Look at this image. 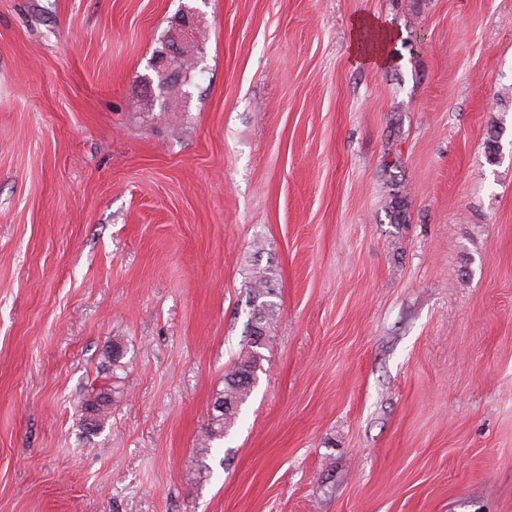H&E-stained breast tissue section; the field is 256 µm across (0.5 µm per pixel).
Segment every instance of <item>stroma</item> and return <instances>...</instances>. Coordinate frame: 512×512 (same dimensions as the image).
I'll list each match as a JSON object with an SVG mask.
<instances>
[{
	"instance_id": "1",
	"label": "stroma",
	"mask_w": 512,
	"mask_h": 512,
	"mask_svg": "<svg viewBox=\"0 0 512 512\" xmlns=\"http://www.w3.org/2000/svg\"><path fill=\"white\" fill-rule=\"evenodd\" d=\"M0 512H512V0H0ZM199 13L196 10H185L176 20L175 25L167 35L165 48L156 51L162 55L155 56L150 61V69L159 72L168 79L178 77L176 63L192 46L198 44L197 33L200 29ZM155 54V55H156ZM352 51L355 59L363 64L383 67L387 64L389 56L386 51L388 41H394L384 23L377 19L355 18L351 21ZM365 32H373L378 40L368 44L363 36ZM264 272L256 271L249 277V292L252 303L251 321L249 327L250 347L247 357L224 373V390L216 398L213 412L206 428L207 442L224 437V431L234 424L238 417L241 405L249 397L257 380V372L261 370V349L266 337L269 321L276 316L275 305L264 298L270 295L267 288L268 279ZM253 323L257 325L258 332L254 336Z\"/></svg>"
}]
</instances>
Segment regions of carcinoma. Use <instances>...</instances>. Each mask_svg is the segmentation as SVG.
<instances>
[{
	"label": "carcinoma",
	"instance_id": "cac0c4a2",
	"mask_svg": "<svg viewBox=\"0 0 512 512\" xmlns=\"http://www.w3.org/2000/svg\"><path fill=\"white\" fill-rule=\"evenodd\" d=\"M267 283L268 279L261 271H256L249 277L251 322L255 323V326L249 327L251 351L245 359L224 373V390L216 398L206 428L207 442L203 446L205 452L209 451L210 442L224 437V431L234 424L241 405L249 397L257 380V372L261 369L263 360L259 349L263 346L269 321L276 316L274 303L266 300L270 295ZM111 402V395L101 392L93 401L85 404L84 410H90L94 414L95 427L101 426L105 409Z\"/></svg>",
	"mask_w": 512,
	"mask_h": 512
}]
</instances>
